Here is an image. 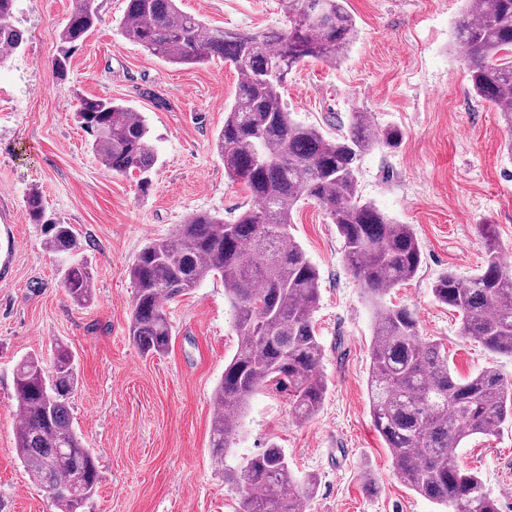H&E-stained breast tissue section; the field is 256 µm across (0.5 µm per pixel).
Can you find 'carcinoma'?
Instances as JSON below:
<instances>
[{"instance_id": "cac0c4a2", "label": "carcinoma", "mask_w": 512, "mask_h": 512, "mask_svg": "<svg viewBox=\"0 0 512 512\" xmlns=\"http://www.w3.org/2000/svg\"><path fill=\"white\" fill-rule=\"evenodd\" d=\"M16 2L0 0V64L25 41L12 22ZM281 6L288 17L284 29L224 31L181 11L177 0H126L119 30L127 42L173 64L219 58L233 66L236 94L215 148L224 173L244 184L250 197L232 222L192 213L173 234L142 249L128 270L134 288L129 340L142 356L165 352L172 330L164 303L211 276L224 280L238 345L213 393L212 453L224 465V479L241 489L239 512H299V502L316 490L315 476L298 481L274 442L239 460L230 448L236 419L260 388L287 393L302 420L315 415L326 396L324 351L313 321L319 273L290 232L297 204L314 201L336 225L346 262L373 310L369 407L397 476L448 512H499L497 497L450 451L473 437L496 435L512 419V383L492 367L457 377L444 347L422 339L413 312L383 302L415 277L422 252L411 225L359 197L356 171L364 154L397 146L403 133L379 129L359 111L334 137L291 118L282 101L288 75L308 59L337 62L356 39L357 26L346 0H281ZM315 8L322 14L318 23L309 21ZM98 20V0H74L60 33L70 48L53 61L58 75L67 72L70 50ZM455 35L473 93L512 129V0H488L478 12L469 0ZM73 117L107 171L137 170L141 190L151 188L157 158L142 117L107 98L81 100ZM25 206L30 222L44 226L46 248L75 256L62 270L65 293L80 306L92 303L94 271L77 257L72 226L48 218L36 190ZM478 230L485 243L479 272L469 279L446 272L432 292L458 313L461 336L512 357V271L499 260L495 225L485 222ZM13 385L21 411L19 459L60 512H78L96 490L98 462L71 421L77 388L72 351L55 344L50 371L37 359L21 360Z\"/></svg>"}]
</instances>
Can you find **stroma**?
I'll return each instance as SVG.
<instances>
[{"mask_svg":"<svg viewBox=\"0 0 512 512\" xmlns=\"http://www.w3.org/2000/svg\"><path fill=\"white\" fill-rule=\"evenodd\" d=\"M100 19L70 54L66 78L52 61L73 0H18L13 23L25 42L0 65V512H57L20 462L13 389L17 363L68 344L78 386L76 433L98 459L99 483L84 512H237L241 494L225 483L211 453L212 395L237 349L233 311L221 278L167 301L169 350L138 354L128 338L133 286L128 267L151 240L169 236L189 214L233 220L248 201L224 174L214 139L237 86L233 68L166 62L118 32L125 0H98ZM207 27L283 28L280 0H178ZM462 0H348L357 38L337 63L309 60L283 91L293 118L325 135L345 132L351 112L402 141L365 154L362 199L412 225L423 262L387 304L412 310L423 339L445 347L462 377L494 367L512 379V358L462 339L453 309L438 303L435 280L478 272L485 249L478 224H495L501 261L512 270V159L499 112L476 98L454 40ZM109 97L139 112L157 155L148 192L137 174L105 170L73 114L84 98ZM38 191L48 215L72 225L92 267L96 298L86 307L64 293V256L44 245L25 197ZM291 233L319 272L313 316L324 350L328 391L319 412L297 419L285 393L268 388L249 402L234 452L284 448L293 472L318 478L306 512H441L396 476L369 409L372 310L344 256L334 224L315 202L293 211ZM512 512V421L496 436L456 451Z\"/></svg>","mask_w":512,"mask_h":512,"instance_id":"stroma-1","label":"stroma"}]
</instances>
